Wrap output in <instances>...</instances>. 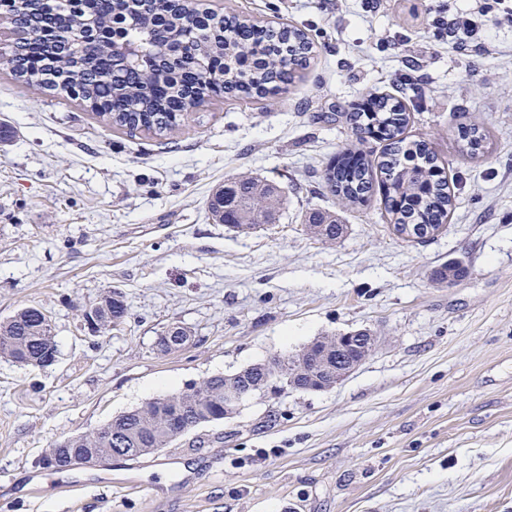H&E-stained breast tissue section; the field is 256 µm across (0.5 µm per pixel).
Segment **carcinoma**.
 <instances>
[{
    "mask_svg": "<svg viewBox=\"0 0 512 512\" xmlns=\"http://www.w3.org/2000/svg\"><path fill=\"white\" fill-rule=\"evenodd\" d=\"M16 39L10 46L11 71L20 82L80 101L97 118L118 129L164 136L178 128L196 107L212 98H264L306 71L312 46L306 32L293 26L264 25L235 13L201 9L196 0H145L137 10L126 0H0ZM134 42L141 61H113L110 45ZM408 113L398 99L383 95L369 112H350L347 121L360 132L386 142L373 165L351 148L338 153L323 179L345 206L370 201L382 189L381 203L394 230H440L454 200L435 152L424 140L404 136ZM463 149L478 154L486 131L478 125L459 129ZM282 192L271 182L236 177L208 199L218 224L231 222L238 232L276 222ZM309 233L334 241L344 227L336 216L314 212ZM122 293L108 292L94 307L98 330L125 321ZM35 307L19 309L0 322V357L45 367L56 351L51 323ZM336 376V337L321 336L294 355L275 356L231 376L214 375L183 391L162 395L112 418L97 430L70 437L48 455L57 469L77 462L85 450L98 457L137 460L169 447L196 427L224 414V388L233 384L263 393L280 383L311 391Z\"/></svg>",
    "mask_w": 512,
    "mask_h": 512,
    "instance_id": "obj_1",
    "label": "carcinoma"
}]
</instances>
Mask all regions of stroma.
<instances>
[{"instance_id":"1","label":"stroma","mask_w":512,"mask_h":512,"mask_svg":"<svg viewBox=\"0 0 512 512\" xmlns=\"http://www.w3.org/2000/svg\"><path fill=\"white\" fill-rule=\"evenodd\" d=\"M305 30L314 60L263 99L211 101L171 136L118 130L0 63V320L36 307L57 345L47 368L0 358V512H512V19L479 16L436 41L424 0H200ZM409 113L455 206L407 240L372 197L343 208L324 169L345 147L377 160L346 120L368 95ZM488 133L463 152L457 128ZM278 185L276 223L236 233L206 202L240 175ZM336 212L341 239L309 235ZM466 274L434 281L437 268ZM123 324L89 330L108 290ZM191 334L164 354L172 325ZM359 329L374 351L325 391L255 395L137 463L43 468L57 440L152 398Z\"/></svg>"}]
</instances>
